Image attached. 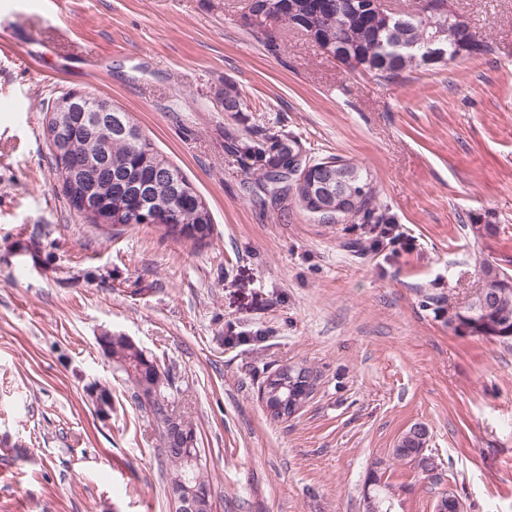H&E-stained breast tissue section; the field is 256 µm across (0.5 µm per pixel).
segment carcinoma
Instances as JSON below:
<instances>
[{"instance_id":"carcinoma-1","label":"carcinoma","mask_w":512,"mask_h":512,"mask_svg":"<svg viewBox=\"0 0 512 512\" xmlns=\"http://www.w3.org/2000/svg\"><path fill=\"white\" fill-rule=\"evenodd\" d=\"M289 0H248L246 9L254 17L249 25L251 34L260 40L268 52L276 54L280 45L267 33L264 22L272 16L277 23L301 30L310 36L324 53L348 68H360L379 79H393L423 65L427 41L435 38L448 50V57L458 56L460 48L475 43L479 52L490 46L481 40L470 24L448 9V0H418L422 6L406 14L386 9L356 13L333 6L335 0H296L300 12L288 10ZM218 96L224 111L236 117L251 111L247 100L232 83H224ZM57 101L46 106L43 131H50L66 120L68 113L55 111ZM135 126L129 113L119 109L112 113V126L79 129L62 143L61 155H52L54 165L62 175V190L71 208L80 211L79 204L87 193L97 198V215H85L92 224L108 227L137 224L131 202L125 191L117 188V180L127 175L140 182H150L151 195L146 199L153 224L164 234L176 239L191 240L199 246L207 244L213 234L212 214L202 197L183 173L160 154L145 136L129 138L128 127ZM297 143L293 137L278 134L271 128L252 125L243 133L224 131V153L239 158H252L250 170L255 175V187L263 191L273 204L294 199L308 212H313L307 188L293 182L294 157L288 146ZM90 164V171L66 177L62 164L66 159ZM333 194L341 191L349 198L339 217L363 224H390L392 218L376 204V187L369 170L337 155L307 159ZM481 278L468 309L453 313L448 322L454 329L472 336H493L507 344L512 342V278L484 263ZM103 355L112 359L126 375L137 406L153 417L164 443L170 432L179 431L183 444L196 441L192 422L175 414L171 402L170 370L145 353L135 342L121 334L104 333L97 338ZM428 431L415 424L406 430L392 449L393 458L406 464H416L418 457L438 468L435 458L423 451ZM170 465L168 484L190 472V487L208 486L210 480L197 465L188 470L180 451H164ZM368 482L375 486L379 512H391L395 486L370 473Z\"/></svg>"}]
</instances>
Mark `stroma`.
Returning <instances> with one entry per match:
<instances>
[{"label": "stroma", "instance_id": "obj_1", "mask_svg": "<svg viewBox=\"0 0 512 512\" xmlns=\"http://www.w3.org/2000/svg\"><path fill=\"white\" fill-rule=\"evenodd\" d=\"M244 3L0 0V512H173L155 423L98 347L107 331L171 369L214 512H363L378 461L395 512H436L447 492L464 512H512V345L448 322L480 261L512 275V0H451L490 53L393 81L289 27L268 53ZM228 82L249 123L366 166L406 247L367 251L370 225L249 191L224 152ZM69 90L131 114L206 202L208 245L70 208L42 134ZM285 364L318 381L276 421L259 390ZM416 423L439 482L392 457ZM218 96L224 103V112H229L234 118L240 114L244 115V112H251L247 100L233 83H225L224 90L219 91Z\"/></svg>", "mask_w": 512, "mask_h": 512}]
</instances>
